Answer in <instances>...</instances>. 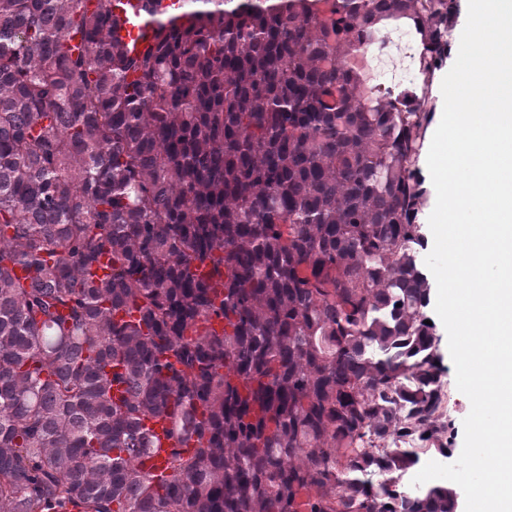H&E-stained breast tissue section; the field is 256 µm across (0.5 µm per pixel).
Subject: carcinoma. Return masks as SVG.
Here are the masks:
<instances>
[{
	"label": "carcinoma",
	"instance_id": "carcinoma-1",
	"mask_svg": "<svg viewBox=\"0 0 512 512\" xmlns=\"http://www.w3.org/2000/svg\"><path fill=\"white\" fill-rule=\"evenodd\" d=\"M457 10L139 0L134 52L110 0H0V512H455L399 486L448 453L429 113L355 65L406 19L428 77Z\"/></svg>",
	"mask_w": 512,
	"mask_h": 512
}]
</instances>
